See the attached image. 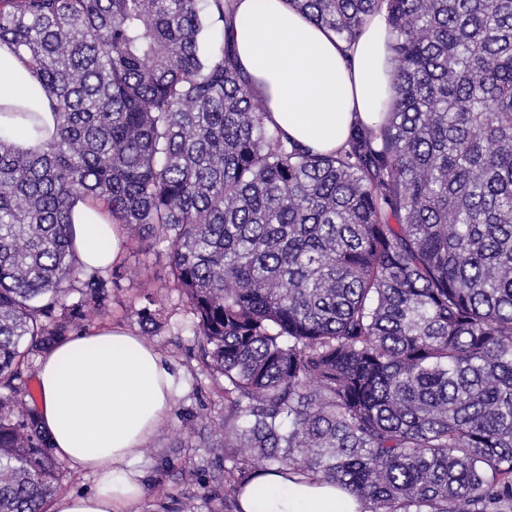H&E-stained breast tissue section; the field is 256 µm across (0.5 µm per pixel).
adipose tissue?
<instances>
[{"label":"adipose tissue","instance_id":"ef3b65f1","mask_svg":"<svg viewBox=\"0 0 512 512\" xmlns=\"http://www.w3.org/2000/svg\"><path fill=\"white\" fill-rule=\"evenodd\" d=\"M237 65L264 98V122L317 153L346 140L354 122L379 124L390 99L394 63L385 12L368 18L348 44L287 0H237ZM21 106L40 116L41 132L18 133L4 115ZM56 122L41 84L20 56L0 44V133L22 149L50 139ZM75 257L107 269L123 251L119 227L85 203L73 209ZM108 236L109 250L99 239ZM39 412L54 453L91 475L92 490L55 497L49 512H136L145 495L141 451L168 418L175 379L153 347L130 329L106 326L68 338L38 362ZM243 512H365L355 497L324 482L276 473L259 476L240 501Z\"/></svg>","mask_w":512,"mask_h":512}]
</instances>
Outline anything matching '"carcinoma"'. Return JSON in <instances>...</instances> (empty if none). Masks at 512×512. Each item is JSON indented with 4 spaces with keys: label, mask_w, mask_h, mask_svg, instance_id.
Segmentation results:
<instances>
[{
    "label": "carcinoma",
    "mask_w": 512,
    "mask_h": 512,
    "mask_svg": "<svg viewBox=\"0 0 512 512\" xmlns=\"http://www.w3.org/2000/svg\"><path fill=\"white\" fill-rule=\"evenodd\" d=\"M288 3L348 44L386 10L388 112L333 154L264 123L234 0H0L56 120L0 136V512L58 490L16 381L118 287L76 261L79 199L169 244L224 380L227 512L272 470L368 512H512V0Z\"/></svg>",
    "instance_id": "1"
}]
</instances>
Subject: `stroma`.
Wrapping results in <instances>:
<instances>
[{"label": "stroma", "instance_id": "obj_1", "mask_svg": "<svg viewBox=\"0 0 512 512\" xmlns=\"http://www.w3.org/2000/svg\"><path fill=\"white\" fill-rule=\"evenodd\" d=\"M135 270L151 278L155 303H147L132 279ZM112 272L121 275L120 287L113 290L105 310L90 312V327L115 324L138 333L142 327L135 312L150 307L156 319L153 343L178 373L173 409L142 456L146 485L140 512H180L181 502L190 495L196 498L197 512H225L224 450L216 445L224 401L195 357L196 340L190 331L194 316L169 274L167 246L161 243L145 252L135 240L126 239Z\"/></svg>", "mask_w": 512, "mask_h": 512}]
</instances>
